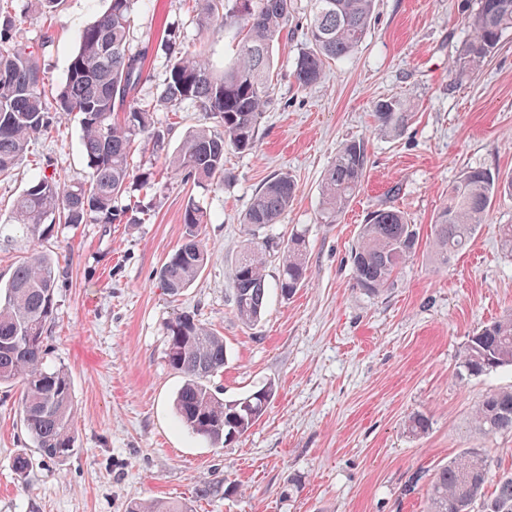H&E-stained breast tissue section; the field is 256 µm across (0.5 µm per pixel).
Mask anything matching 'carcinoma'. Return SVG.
<instances>
[{
	"label": "carcinoma",
	"instance_id": "cac0c4a2",
	"mask_svg": "<svg viewBox=\"0 0 512 512\" xmlns=\"http://www.w3.org/2000/svg\"><path fill=\"white\" fill-rule=\"evenodd\" d=\"M110 0L106 12L84 27L70 58L64 82L47 94L37 57L18 40V28L0 24V174L12 171L29 143L53 123L46 100L55 111L81 115V147L89 169L73 185L54 176L34 179L13 199L7 219L0 221V247L26 246L23 256L0 277V384L20 382V411L30 437L44 458L61 461L73 448L75 411L68 372L46 364L47 332L56 310V288L64 268L37 244L55 224H135L134 207L122 204L134 184L133 147L150 143L165 151L164 134L153 113L131 94L144 75V52L130 48L134 4ZM375 0H310L306 48L299 53L294 77L308 88L325 75L326 64L346 58L361 47L370 30ZM198 25H240L245 35L236 61L215 72L202 52L187 50L174 60L162 100L172 112L187 102L217 119L222 131H190L181 145L165 155L164 164L198 186L224 182V153L256 146L263 112L269 103L275 48L292 31L291 0H195ZM467 39L450 64L455 76L479 73L512 31V0H477L464 21ZM375 130L400 135L411 120L406 104L388 99L376 106ZM366 176V146L352 140L341 147L321 186L320 222L334 224L361 189ZM297 185L280 173L255 193L242 223L256 232L280 222L291 207ZM512 197V177L470 168L448 188V200L433 218L432 248L436 260L448 263L475 237L492 205ZM210 217L187 202L183 243L161 266L163 288L177 295L190 287L208 263L203 225ZM419 233L406 214L392 206L368 213L350 252L353 279L368 296L394 285L395 277L415 256ZM306 235L296 232L283 242L273 236L252 238L242 249L233 273V308L238 320L253 326L267 307L266 266L278 259L277 288L293 295L307 280ZM169 366L183 375L174 408L190 433L222 444L244 436L265 414L274 395L269 384L226 400L208 384L224 370V337L189 315L166 325ZM512 366V311L476 329L460 353L459 367L469 377ZM476 430L484 435L512 432V388L488 392L477 407ZM430 419L409 416L414 437L428 433ZM429 512H512V475L492 478L491 461L481 448H466L430 474ZM126 512H193L182 501H132Z\"/></svg>",
	"mask_w": 512,
	"mask_h": 512
}]
</instances>
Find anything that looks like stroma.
<instances>
[{
    "instance_id": "35a3bbf8",
    "label": "stroma",
    "mask_w": 512,
    "mask_h": 512,
    "mask_svg": "<svg viewBox=\"0 0 512 512\" xmlns=\"http://www.w3.org/2000/svg\"><path fill=\"white\" fill-rule=\"evenodd\" d=\"M110 0H62L51 17L33 0H9L23 44L47 83L64 81L80 31ZM474 0H377L371 29L352 56L330 62L304 89L294 69L304 46L295 34L275 54L271 102L257 145L227 152L223 187H197L166 170L139 145L134 169L153 186L136 224L55 226L45 246L66 266L56 290L47 362L63 366L77 407L74 449L44 459L20 414L19 385L0 386V512H125L132 500H181L195 512H428L427 486H410L466 448L487 449L493 474L512 472V433L485 436L472 416L487 392L512 388V369L465 376L459 352L468 335L512 309V258L499 228L512 224V198L497 200L467 250L448 266L429 247L432 220L448 187L469 168L512 175V32L476 76L449 65L467 31ZM193 0L138 6L132 49H146L135 100L154 113L167 150L198 127H214L191 106L168 111L161 93L171 52L204 51L215 71L236 58L238 27L203 30ZM403 99L413 121L396 137L372 132L380 101ZM74 115L32 140L11 174L0 176V208L32 178L66 183L88 174ZM366 143V178L339 223L319 218L323 175L345 142ZM286 172L299 192L273 226L277 237L305 231L311 275L292 297L275 286L262 321L233 311V269L250 229L252 197ZM195 200L212 218L203 228L209 261L190 288L169 295L158 272L184 236L182 214ZM404 211L420 231L414 259L378 297L356 287L348 256L360 224L379 206ZM193 316L224 338L228 360L211 385L224 399L265 384L275 396L243 437L213 447L181 428L173 410L183 379L166 359V324ZM429 416L428 434L405 422ZM30 467L16 474L13 460Z\"/></svg>"
}]
</instances>
